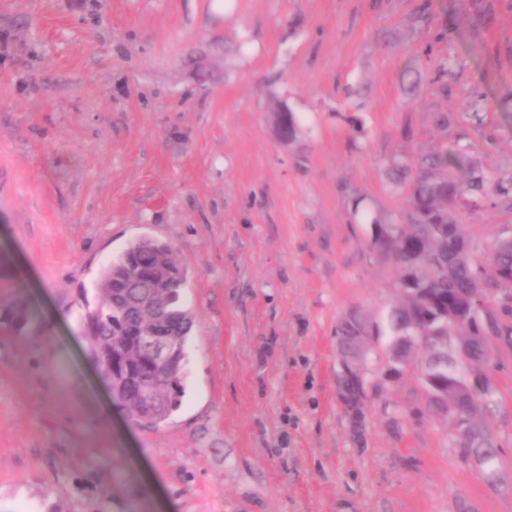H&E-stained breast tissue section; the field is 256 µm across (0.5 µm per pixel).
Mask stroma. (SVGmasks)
I'll list each match as a JSON object with an SVG mask.
<instances>
[{"label": "stroma", "mask_w": 512, "mask_h": 512, "mask_svg": "<svg viewBox=\"0 0 512 512\" xmlns=\"http://www.w3.org/2000/svg\"><path fill=\"white\" fill-rule=\"evenodd\" d=\"M418 2L0 0V260L38 312L0 330V512H512V350L486 368L492 485L429 411L421 350L392 361L402 297L365 223L405 206L393 153L512 170V112L433 122L512 87V0H430L426 30ZM447 53L464 66L446 94ZM461 218L478 245L512 236L510 213ZM143 236L172 246L193 313L182 405L157 428L102 384L82 324L103 266ZM353 310L356 420L337 387Z\"/></svg>", "instance_id": "35a3bbf8"}]
</instances>
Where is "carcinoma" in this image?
I'll list each match as a JSON object with an SVG mask.
<instances>
[{"label": "carcinoma", "instance_id": "obj_1", "mask_svg": "<svg viewBox=\"0 0 512 512\" xmlns=\"http://www.w3.org/2000/svg\"><path fill=\"white\" fill-rule=\"evenodd\" d=\"M458 61L442 59L434 83L451 90ZM512 105V89L488 97L473 91L463 111L437 112L435 125L443 130L453 125L479 123L492 104ZM385 163L391 174L390 189L405 196V207L393 219H371V246L385 256L398 276L404 302L387 316L391 332V354L404 362L417 345L424 351L420 379L430 411L454 424L451 444L465 459L475 462L486 475L495 471L496 440L483 415L482 399L489 382L481 367L493 359L500 347L512 350V238H500L482 249L461 230L457 210L484 201L494 209L512 213V172L495 178L484 176L480 166L467 156L445 149L416 157L394 154ZM173 261L171 247L152 238L130 243L102 269L95 285L94 301L86 302L84 325L90 355L101 375L116 393L115 400L135 425L158 427L181 405L185 391L186 355L176 357L168 370L143 352L126 363L116 361L119 373L130 374L133 383L119 388L112 378V338L142 334L144 328L132 319L130 307L140 294L153 291L152 271ZM186 275L166 285L164 318L171 334L188 348L193 322L191 311L181 300ZM482 299L484 310L469 315V296ZM27 298L15 294L0 301V325L21 331L33 322ZM172 382L166 401L150 406L142 381Z\"/></svg>", "mask_w": 512, "mask_h": 512}]
</instances>
